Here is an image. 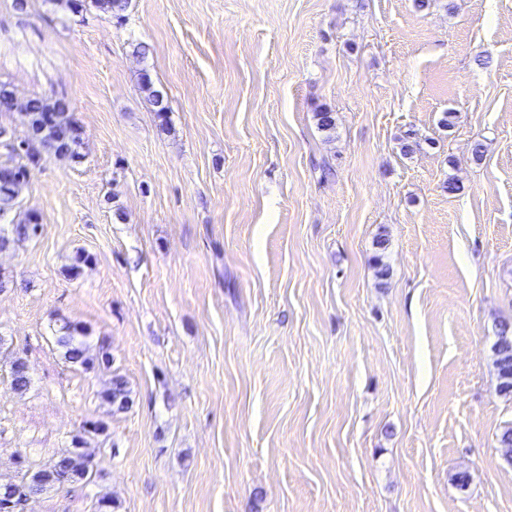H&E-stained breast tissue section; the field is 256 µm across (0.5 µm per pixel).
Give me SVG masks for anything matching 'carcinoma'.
<instances>
[{
	"mask_svg": "<svg viewBox=\"0 0 512 512\" xmlns=\"http://www.w3.org/2000/svg\"><path fill=\"white\" fill-rule=\"evenodd\" d=\"M90 6L104 16L120 20L129 7V0H90ZM140 86L153 111L159 114L169 111L167 99L154 87L148 73L141 74ZM20 107L26 117L24 134L21 137L13 136L10 142L3 145L9 158L0 163V171L4 170L11 176L7 182L0 180V249L35 238L40 232L41 223L33 210L17 220L10 218L20 208L30 167L38 164L42 156L48 153L73 156L80 143L74 115L60 100L32 97L22 101ZM89 337L86 327L63 319L57 329L56 345L62 350L64 360L76 369L112 368L110 345L102 340L93 346L88 341ZM8 364L7 377L11 388L20 395L27 393L30 379L19 376L27 368L26 361L11 356ZM495 367L499 393L512 396V322L508 320L498 325ZM100 398L114 413L126 412L134 403L129 382L117 371L112 372ZM86 433L88 430L85 429L74 435L70 447L49 460L36 466H21L17 478H0V499L13 495L20 488L39 489L59 482L66 485L92 482L96 476L93 465L99 464V458L95 449L88 446Z\"/></svg>",
	"mask_w": 512,
	"mask_h": 512,
	"instance_id": "cac0c4a2",
	"label": "carcinoma"
}]
</instances>
